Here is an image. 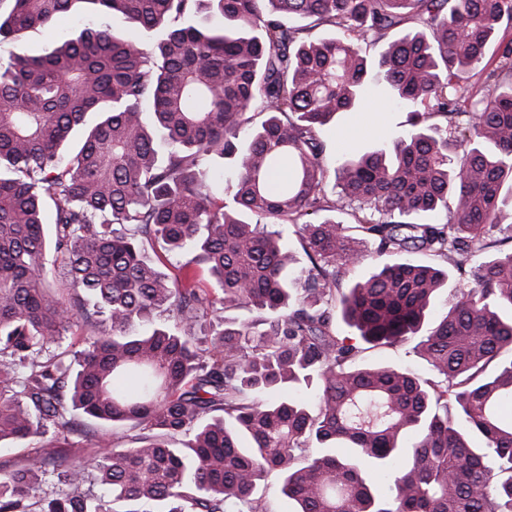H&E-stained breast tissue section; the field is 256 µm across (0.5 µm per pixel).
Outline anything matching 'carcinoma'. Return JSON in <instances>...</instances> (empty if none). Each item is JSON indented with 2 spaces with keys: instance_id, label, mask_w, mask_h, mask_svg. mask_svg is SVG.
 Listing matches in <instances>:
<instances>
[{
  "instance_id": "obj_1",
  "label": "carcinoma",
  "mask_w": 512,
  "mask_h": 512,
  "mask_svg": "<svg viewBox=\"0 0 512 512\" xmlns=\"http://www.w3.org/2000/svg\"><path fill=\"white\" fill-rule=\"evenodd\" d=\"M5 2L0 43L63 13L139 38L84 22L0 61V447L40 443L0 460V512H272L273 472L293 512H512V41L463 83L512 0ZM373 71L411 129L330 167ZM408 340L439 381L358 364ZM94 423L136 434L75 455ZM496 46H492L485 56V59L476 65L468 74L469 89L476 91L484 89L491 81H489V74L493 70L500 67L499 55L495 53Z\"/></svg>"
}]
</instances>
